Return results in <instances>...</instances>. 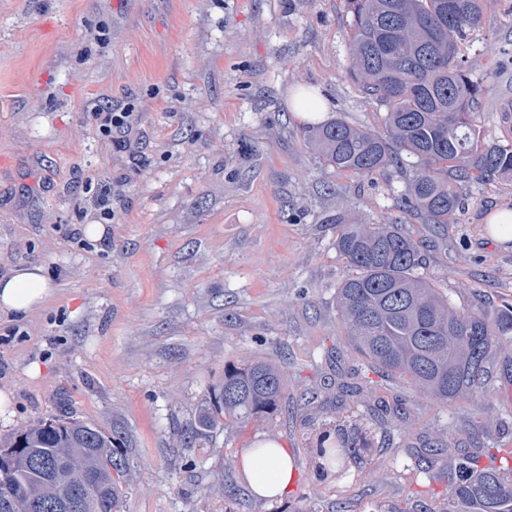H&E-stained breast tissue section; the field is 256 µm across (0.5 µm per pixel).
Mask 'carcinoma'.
Returning a JSON list of instances; mask_svg holds the SVG:
<instances>
[{
	"instance_id": "carcinoma-1",
	"label": "carcinoma",
	"mask_w": 512,
	"mask_h": 512,
	"mask_svg": "<svg viewBox=\"0 0 512 512\" xmlns=\"http://www.w3.org/2000/svg\"><path fill=\"white\" fill-rule=\"evenodd\" d=\"M489 0H346L351 15L349 76L384 107V130L368 132L342 118L308 127L307 143L329 165L369 175L418 159L401 206L428 224H446L471 180L512 174V143L479 140L485 94L460 58L468 32L494 23ZM425 241L403 225H336V249L353 269L337 291V306L353 350L386 373L399 374L440 401L474 399L492 359L512 349V307L494 316L454 309L420 273ZM215 403L182 434L185 448L224 424L272 414L285 397L282 370L264 360L224 369ZM419 464L448 477V512H512V451L466 448L435 438ZM34 463L0 458V476L17 500L0 512H56L72 500L77 512H118L124 494L112 437L77 420H40L0 439ZM366 448L362 433L338 426L313 449L317 468L346 467Z\"/></svg>"
}]
</instances>
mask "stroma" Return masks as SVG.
Here are the masks:
<instances>
[{"label": "stroma", "mask_w": 512, "mask_h": 512, "mask_svg": "<svg viewBox=\"0 0 512 512\" xmlns=\"http://www.w3.org/2000/svg\"><path fill=\"white\" fill-rule=\"evenodd\" d=\"M492 11L461 52L486 89L487 144L512 140V0ZM349 21L345 0H0V278L36 265L56 289L29 317L0 316L14 410L0 437L65 411L109 434L129 464L120 512H404L419 498L446 512L447 480L417 471L418 450L478 411L354 353L332 226L400 222L426 241L423 272L452 308L495 312L512 305V246L479 227L512 205V176L472 181L434 226L401 207L416 158L360 176L307 147L309 121L290 104L304 89L325 98L323 119L383 128L348 74ZM102 112L133 122L108 138ZM99 223L104 236L89 239ZM249 359L282 367L281 409L182 448L225 366ZM340 371L369 381L364 399L328 401ZM380 397L406 417L369 421L371 449L343 476L318 472V433ZM481 402L500 422L482 444L512 445V355L491 363ZM267 440L298 467L276 501L250 495L238 470Z\"/></svg>", "instance_id": "1"}]
</instances>
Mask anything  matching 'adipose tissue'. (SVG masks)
Returning <instances> with one entry per match:
<instances>
[{"instance_id":"ef3b65f1","label":"adipose tissue","mask_w":512,"mask_h":512,"mask_svg":"<svg viewBox=\"0 0 512 512\" xmlns=\"http://www.w3.org/2000/svg\"><path fill=\"white\" fill-rule=\"evenodd\" d=\"M55 290L41 267L17 269L0 279V315H23L47 304ZM240 472L246 489L254 496L275 500L290 488L295 463L287 449L277 442L266 441L247 449L240 460Z\"/></svg>"}]
</instances>
